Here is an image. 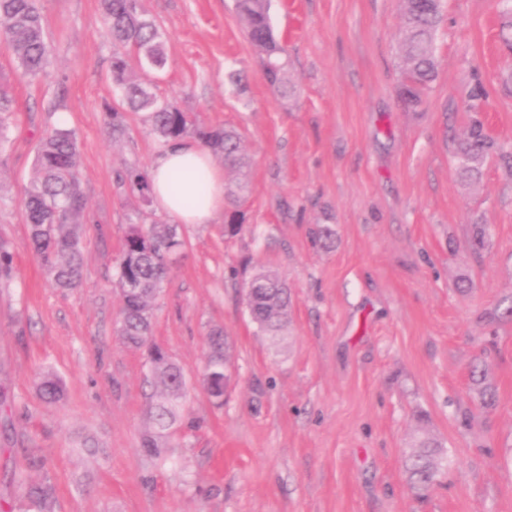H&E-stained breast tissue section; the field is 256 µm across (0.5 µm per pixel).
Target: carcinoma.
Wrapping results in <instances>:
<instances>
[{
  "instance_id": "obj_1",
  "label": "carcinoma",
  "mask_w": 512,
  "mask_h": 512,
  "mask_svg": "<svg viewBox=\"0 0 512 512\" xmlns=\"http://www.w3.org/2000/svg\"><path fill=\"white\" fill-rule=\"evenodd\" d=\"M270 0H235V9L245 22L252 43L265 54L263 72L266 82L286 95L293 91L288 79L284 48L276 41L270 20ZM442 0H403V26L400 49L405 82L400 94L411 106L420 102L423 91L436 74L434 42L440 21ZM108 30L112 36V81L122 91L123 104L130 112H145L160 145L192 136L219 157L224 166L238 171L246 167L239 134L223 126H205L198 118L181 108L174 99H161L132 78L129 57L122 52L134 51L136 62L144 70L160 72L168 57L164 34L157 23L140 7V0H101ZM0 46L18 62L22 73L37 78L49 60V44L43 26L39 0H0ZM472 112L464 137L454 142V152L462 177L473 181L481 174L484 159L500 151L497 141L489 136L480 118V108L468 105ZM36 175L26 188L22 200L29 226L27 246L38 257L46 275L58 288L73 289L80 285L83 271L82 231L84 200L79 178V149L75 134L63 128L47 132L36 157ZM124 184L148 199L151 185L148 175L127 170ZM224 232L229 236L242 229V218L235 208L225 211ZM489 236L484 224L474 225L469 249L481 255ZM184 241L173 225L132 224L125 235L118 261V286L122 310L118 333L124 341L145 348L152 377L158 389L149 407L151 427L143 436L145 452L155 458L165 457L164 434L180 417L185 379L181 369L152 342L151 301L161 293L170 275L169 257L180 252ZM13 263L10 247L0 242V277L9 280ZM252 289L249 300L251 321L268 333L279 332L287 323L291 305L288 285L278 275L259 270L244 283ZM210 355L204 381L210 397L223 404L227 380L224 357L228 343L220 331L208 336ZM476 383L483 385L484 404L492 405L496 394L484 384L485 364L472 368ZM42 398L50 403L63 399L61 380L52 372L42 374L38 384ZM443 446L428 437L416 440L414 451L407 455L405 467L412 488L418 494L431 490L441 473L434 468L435 458ZM55 488L48 480L25 486L22 493L23 512H53Z\"/></svg>"
}]
</instances>
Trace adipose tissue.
Listing matches in <instances>:
<instances>
[{
    "label": "adipose tissue",
    "instance_id": "1",
    "mask_svg": "<svg viewBox=\"0 0 512 512\" xmlns=\"http://www.w3.org/2000/svg\"><path fill=\"white\" fill-rule=\"evenodd\" d=\"M148 175L157 208L177 223L210 224L224 210V172L197 143L161 148Z\"/></svg>",
    "mask_w": 512,
    "mask_h": 512
}]
</instances>
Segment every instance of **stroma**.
Listing matches in <instances>:
<instances>
[{"mask_svg": "<svg viewBox=\"0 0 512 512\" xmlns=\"http://www.w3.org/2000/svg\"><path fill=\"white\" fill-rule=\"evenodd\" d=\"M52 64L21 78L0 48L12 106L0 150V512L23 478H48L55 512H512V170L487 157L463 180L452 135L478 97L490 135L512 149V50L504 0H444L436 77L405 105L401 0H272L296 94L265 81L234 0H141L165 34L168 66L140 77L161 98L240 136L249 165L243 229L179 225L184 249L153 304V339L186 381L168 456L141 446L156 388L144 349L117 334V261L133 224H165L122 187L160 149L146 119L118 106L100 0H40ZM74 131L86 202L80 287H55L24 242L22 206L42 137ZM489 228L482 255L467 240ZM319 225L330 248L312 241ZM276 273L291 291L282 335L248 316L243 283ZM223 330L228 387L204 384L207 335ZM496 402L470 377L479 358ZM65 397L45 402L43 372ZM444 446L448 472L425 497L404 459L416 436ZM40 457L44 469L28 468Z\"/></svg>", "mask_w": 512, "mask_h": 512, "instance_id": "obj_1", "label": "stroma"}]
</instances>
